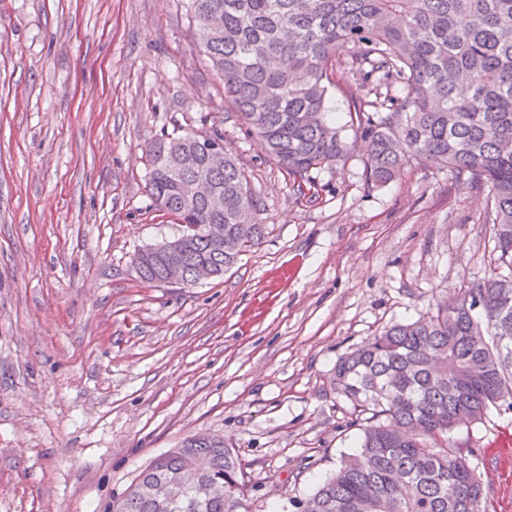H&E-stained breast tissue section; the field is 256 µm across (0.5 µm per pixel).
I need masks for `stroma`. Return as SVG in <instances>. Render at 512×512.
Wrapping results in <instances>:
<instances>
[{"label": "stroma", "instance_id": "stroma-1", "mask_svg": "<svg viewBox=\"0 0 512 512\" xmlns=\"http://www.w3.org/2000/svg\"><path fill=\"white\" fill-rule=\"evenodd\" d=\"M220 131L268 225L223 277L141 282L178 232L148 195L161 135ZM293 189L224 103L188 0H0V512H105L155 456L217 433L249 512H296L355 452L338 358L497 266L486 196L410 162L383 185L365 146ZM480 512H512V411L455 429ZM145 249L139 251L134 259V269L141 281L155 284L166 285L164 275L168 263V257L163 253L148 254Z\"/></svg>", "mask_w": 512, "mask_h": 512}]
</instances>
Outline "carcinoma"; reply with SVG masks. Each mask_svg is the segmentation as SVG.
Masks as SVG:
<instances>
[{
  "instance_id": "1",
  "label": "carcinoma",
  "mask_w": 512,
  "mask_h": 512,
  "mask_svg": "<svg viewBox=\"0 0 512 512\" xmlns=\"http://www.w3.org/2000/svg\"><path fill=\"white\" fill-rule=\"evenodd\" d=\"M197 36L224 81V103L262 138L300 195L313 170L333 168L350 146L329 88L349 98V127L367 144L370 178L392 179L411 160L469 176L486 192L500 266L453 305L395 323L346 353L330 386L366 415L359 450L293 501L296 512H478L482 485L452 429L512 409V0H189ZM372 83L366 92L349 76ZM221 132L163 136L148 149L152 205L175 217L191 249L184 284L206 261L216 276L238 260L210 234L224 227L240 252L267 227L262 201L236 160L210 159ZM202 179L224 197L189 199ZM168 257L139 251L141 281L166 284ZM487 304L474 308L475 296ZM178 478L160 509L150 488ZM201 485L216 488L201 498ZM241 461L216 434L191 436L140 470L107 512H247Z\"/></svg>"
}]
</instances>
